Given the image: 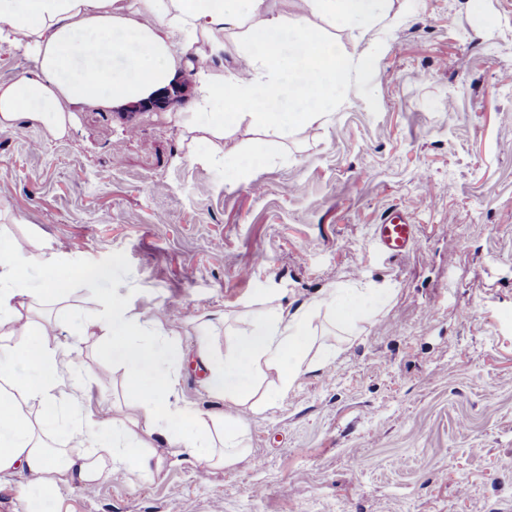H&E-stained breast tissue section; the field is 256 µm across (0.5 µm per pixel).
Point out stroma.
<instances>
[{
    "mask_svg": "<svg viewBox=\"0 0 512 512\" xmlns=\"http://www.w3.org/2000/svg\"><path fill=\"white\" fill-rule=\"evenodd\" d=\"M371 65L326 122L279 139L248 125L228 154L268 153L247 179L187 150L179 112L74 113L69 134L0 132V234L63 268L108 265L102 292L182 329L181 395L205 410L193 327L295 309L330 288H389L353 331L314 321L335 360L249 416L248 454L61 489L57 512H512V0H390ZM418 240L373 241L392 209ZM89 412L126 410L121 371L85 337Z\"/></svg>",
    "mask_w": 512,
    "mask_h": 512,
    "instance_id": "1",
    "label": "stroma"
}]
</instances>
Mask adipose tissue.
Instances as JSON below:
<instances>
[{
	"instance_id": "adipose-tissue-1",
	"label": "adipose tissue",
	"mask_w": 512,
	"mask_h": 512,
	"mask_svg": "<svg viewBox=\"0 0 512 512\" xmlns=\"http://www.w3.org/2000/svg\"><path fill=\"white\" fill-rule=\"evenodd\" d=\"M272 0H0V43L23 49L35 61L15 80L0 81V131L40 127L67 136L75 108L121 109L147 100L177 75H196L183 122L193 136L191 154L214 157L226 131L249 123L285 136L322 120L334 108L352 58L321 27V20L355 30L358 38L385 15V0H303L288 18ZM239 43L241 62L229 75L199 68L192 51L208 43L224 51L226 35ZM42 285H30V260L17 242L0 237V477L31 478L28 512H45L59 486L90 487L102 479L161 467L154 443L165 439L180 463L197 468L237 464L248 452L242 409L260 413L284 398L300 376L324 369L335 353L311 355L312 323L327 317L354 327L363 314L386 309V288H332L295 311L280 305L256 309L243 327L227 331L223 349L212 341L213 320L195 330V350L205 367L203 384L219 407L192 408L180 394V331L165 327L152 310L132 309L100 295L94 320L75 328L98 336L113 368L122 370L130 394L122 418L96 415L84 401L93 376L73 357L75 343L59 338L58 322L35 318L38 307L72 293L74 278L106 281L107 266L72 275L55 253H40ZM275 373L274 391L258 378ZM68 438L64 448L50 437Z\"/></svg>"
}]
</instances>
